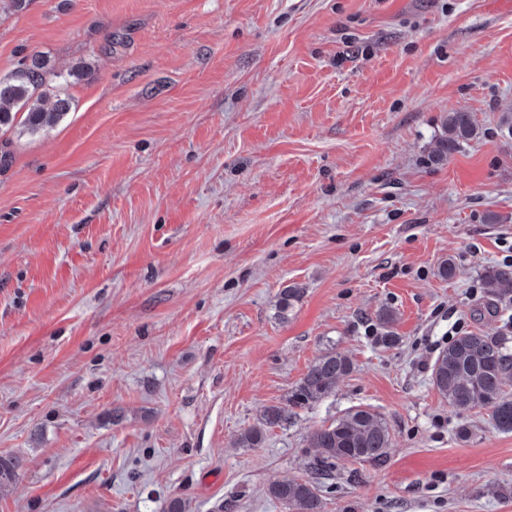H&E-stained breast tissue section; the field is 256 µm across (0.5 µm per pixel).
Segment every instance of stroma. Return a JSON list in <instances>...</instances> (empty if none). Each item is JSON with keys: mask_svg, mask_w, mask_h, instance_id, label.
I'll list each match as a JSON object with an SVG mask.
<instances>
[{"mask_svg": "<svg viewBox=\"0 0 512 512\" xmlns=\"http://www.w3.org/2000/svg\"><path fill=\"white\" fill-rule=\"evenodd\" d=\"M35 53L88 73L0 133V512H286L268 485L357 405L386 461L337 462L323 512H512V433L431 382L458 334L512 336L483 280L512 258V0L0 2V79ZM459 110L478 137L432 163ZM333 351L331 396L236 447Z\"/></svg>", "mask_w": 512, "mask_h": 512, "instance_id": "35a3bbf8", "label": "stroma"}]
</instances>
